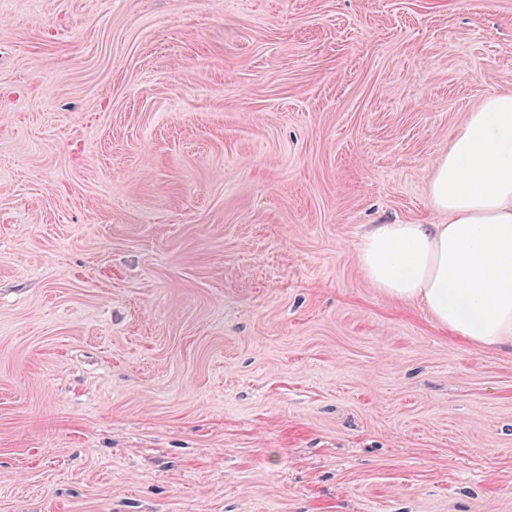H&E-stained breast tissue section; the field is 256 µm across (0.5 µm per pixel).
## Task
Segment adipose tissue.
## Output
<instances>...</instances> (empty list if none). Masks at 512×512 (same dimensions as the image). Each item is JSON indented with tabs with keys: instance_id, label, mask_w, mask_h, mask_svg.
Segmentation results:
<instances>
[{
	"instance_id": "ef3b65f1",
	"label": "adipose tissue",
	"mask_w": 512,
	"mask_h": 512,
	"mask_svg": "<svg viewBox=\"0 0 512 512\" xmlns=\"http://www.w3.org/2000/svg\"><path fill=\"white\" fill-rule=\"evenodd\" d=\"M434 224H378L358 260L390 297L422 303L483 350L512 349V91L484 99L437 163Z\"/></svg>"
}]
</instances>
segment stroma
I'll return each mask as SVG.
<instances>
[{
    "instance_id": "stroma-1",
    "label": "stroma",
    "mask_w": 512,
    "mask_h": 512,
    "mask_svg": "<svg viewBox=\"0 0 512 512\" xmlns=\"http://www.w3.org/2000/svg\"><path fill=\"white\" fill-rule=\"evenodd\" d=\"M512 90V0H0V512H512V351L358 261Z\"/></svg>"
}]
</instances>
